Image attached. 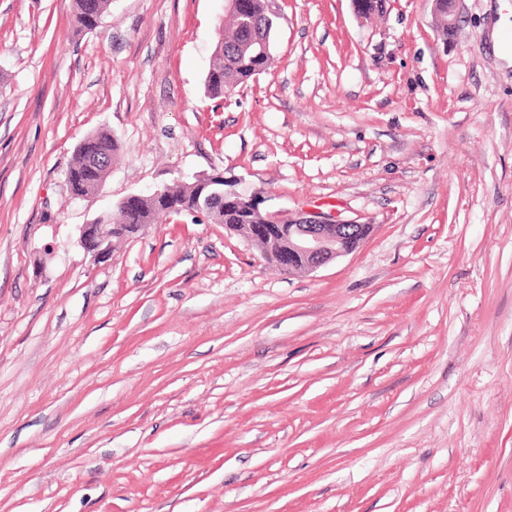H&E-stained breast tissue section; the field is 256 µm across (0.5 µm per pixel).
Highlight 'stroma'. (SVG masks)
I'll list each match as a JSON object with an SVG mask.
<instances>
[{"label": "stroma", "mask_w": 512, "mask_h": 512, "mask_svg": "<svg viewBox=\"0 0 512 512\" xmlns=\"http://www.w3.org/2000/svg\"><path fill=\"white\" fill-rule=\"evenodd\" d=\"M224 3L0 0V512H512V0L446 36L274 0L273 66L214 99ZM213 173L373 230L288 274L197 214L81 245ZM111 0H75V22L80 29L92 30L108 12ZM81 141L68 169L67 180L73 195L86 196L95 193L107 178L119 146L112 134L104 130L90 133Z\"/></svg>", "instance_id": "1"}]
</instances>
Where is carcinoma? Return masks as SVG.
Listing matches in <instances>:
<instances>
[{
    "mask_svg": "<svg viewBox=\"0 0 512 512\" xmlns=\"http://www.w3.org/2000/svg\"><path fill=\"white\" fill-rule=\"evenodd\" d=\"M75 22L84 30L98 26L108 12L111 0H74ZM238 14L228 18L221 29L212 64L205 77V89L213 98L247 83L273 64V56L258 51L262 42L272 38L276 17L267 9L266 0H238ZM119 149L117 140L108 131L86 135L75 150L67 172L73 194L86 196L96 192L109 173V166ZM206 215L215 224H259L264 211L256 210L247 197L233 190L220 198H208L206 184L195 180L187 184L163 186V196L123 200L113 212L96 217L98 224H125L142 227L151 224L156 214Z\"/></svg>",
    "mask_w": 512,
    "mask_h": 512,
    "instance_id": "obj_1",
    "label": "carcinoma"
}]
</instances>
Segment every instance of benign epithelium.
<instances>
[{
  "label": "benign epithelium",
  "instance_id": "1",
  "mask_svg": "<svg viewBox=\"0 0 512 512\" xmlns=\"http://www.w3.org/2000/svg\"><path fill=\"white\" fill-rule=\"evenodd\" d=\"M264 223L279 228L269 239V249L309 271L354 252L363 241V225L339 221L324 213H302L288 218L278 211L268 212ZM128 237V231L110 224H84L80 242L95 258L104 259L112 249V239Z\"/></svg>",
  "mask_w": 512,
  "mask_h": 512
}]
</instances>
